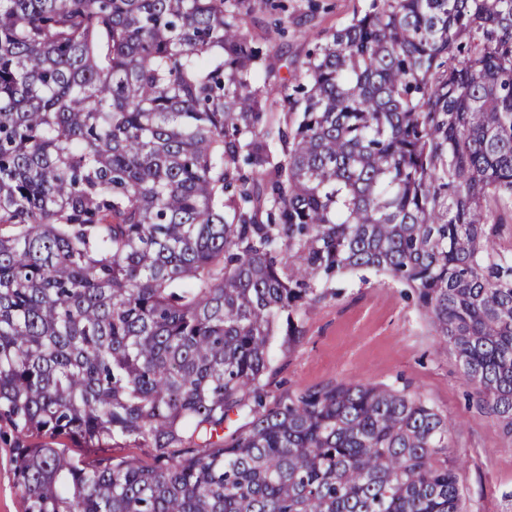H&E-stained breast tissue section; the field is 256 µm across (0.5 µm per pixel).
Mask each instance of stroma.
Instances as JSON below:
<instances>
[{
  "label": "stroma",
  "mask_w": 512,
  "mask_h": 512,
  "mask_svg": "<svg viewBox=\"0 0 512 512\" xmlns=\"http://www.w3.org/2000/svg\"><path fill=\"white\" fill-rule=\"evenodd\" d=\"M246 34L278 78L304 65L327 31L349 24L367 0H254ZM299 321L300 339L276 341L267 401L342 381L386 384L422 396L458 429L463 512H512V434L480 412L455 357L440 349L429 318L403 286L373 271L329 281Z\"/></svg>",
  "instance_id": "stroma-1"
}]
</instances>
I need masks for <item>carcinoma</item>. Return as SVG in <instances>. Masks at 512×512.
I'll return each instance as SVG.
<instances>
[{"instance_id": "1", "label": "carcinoma", "mask_w": 512, "mask_h": 512, "mask_svg": "<svg viewBox=\"0 0 512 512\" xmlns=\"http://www.w3.org/2000/svg\"><path fill=\"white\" fill-rule=\"evenodd\" d=\"M250 9L0 0V426L25 512H462L458 423L426 400L264 403L276 338L347 272L412 289L512 434V0H370L282 115Z\"/></svg>"}]
</instances>
